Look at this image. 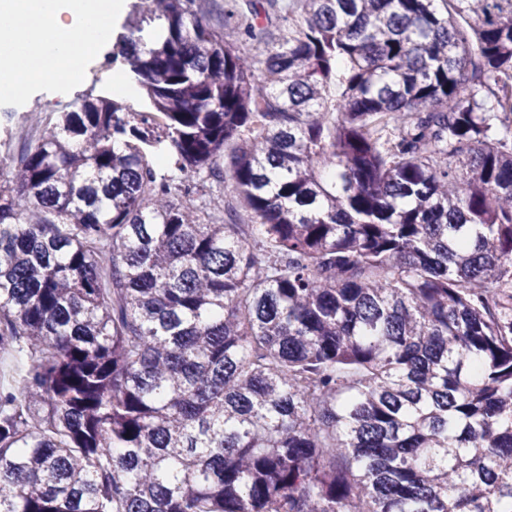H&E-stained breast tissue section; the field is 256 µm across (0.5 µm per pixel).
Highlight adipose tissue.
<instances>
[{
	"instance_id": "ef3b65f1",
	"label": "adipose tissue",
	"mask_w": 512,
	"mask_h": 512,
	"mask_svg": "<svg viewBox=\"0 0 512 512\" xmlns=\"http://www.w3.org/2000/svg\"><path fill=\"white\" fill-rule=\"evenodd\" d=\"M111 45L91 0H0V99L38 78L66 82L78 59Z\"/></svg>"
}]
</instances>
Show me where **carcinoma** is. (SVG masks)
I'll return each instance as SVG.
<instances>
[{"label":"carcinoma","instance_id":"obj_1","mask_svg":"<svg viewBox=\"0 0 512 512\" xmlns=\"http://www.w3.org/2000/svg\"><path fill=\"white\" fill-rule=\"evenodd\" d=\"M291 2L138 0L0 176V512H512V0Z\"/></svg>","mask_w":512,"mask_h":512}]
</instances>
